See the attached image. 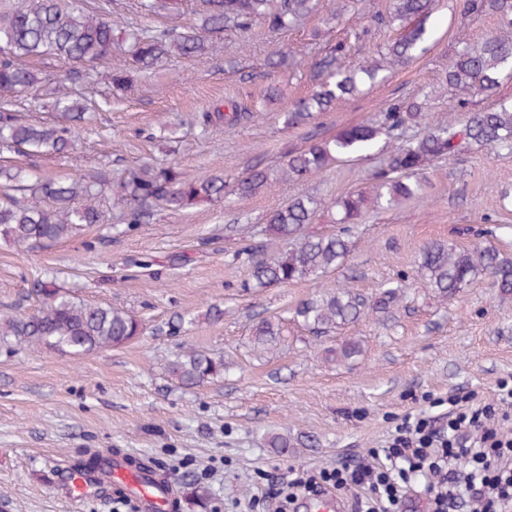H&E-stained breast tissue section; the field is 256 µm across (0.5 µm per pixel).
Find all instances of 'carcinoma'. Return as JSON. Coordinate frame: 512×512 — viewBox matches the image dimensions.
I'll return each mask as SVG.
<instances>
[{
  "label": "carcinoma",
  "instance_id": "cac0c4a2",
  "mask_svg": "<svg viewBox=\"0 0 512 512\" xmlns=\"http://www.w3.org/2000/svg\"><path fill=\"white\" fill-rule=\"evenodd\" d=\"M187 0H140L146 15L164 13L173 20L185 11ZM318 0H200L201 24L195 29L144 27L128 34V53L144 68L173 56H202L208 40L226 32L245 34L257 22L271 32L287 29L310 15ZM466 14H495L512 25V0H462ZM430 0H391L387 12L372 18L379 27H404L387 45L380 59L365 65L346 63L352 46L338 42L313 66L317 90L296 102L285 113L288 127L310 124L330 111L337 100L354 97L363 86L426 52L430 32L424 20ZM118 21L105 8L90 11L84 0H0V149L18 154L64 155L73 150L78 126L91 110V100L61 93L55 100L56 119L29 121L13 108L10 98L39 82L25 60L53 56L65 62L92 65L112 58ZM512 68V48L490 37L480 46L457 51L448 67L446 81L453 95L451 109L462 108L476 96H492L502 73ZM228 113L204 112L200 127L216 122L238 123V105L227 104ZM422 127L417 141L398 146L385 166L374 171L373 197L350 192L335 202L342 227L334 233L307 235L321 202L300 194L273 211L265 227L273 245L290 244L253 264L250 275L255 288L314 280L341 265L351 250L348 225L361 217L364 204L392 206L419 195L418 175L432 161L454 154L462 142L512 152V102L469 112L461 126L433 124L425 108L415 102L396 101L368 122L347 127L332 138L312 135L301 151L288 155L278 167L255 165L226 179L222 175L190 177L180 168L150 164L113 179L102 173L78 179H43L20 168L0 166V238L19 246L49 245L79 235L86 226L101 224L103 204L124 211L129 224H139L153 208L177 212L226 195L247 198L279 181H301L343 158L372 150L381 138L398 139L407 130ZM418 272L436 297L456 296L474 280L489 275L503 296H512V260L491 247L461 249L450 243H433L420 256ZM41 306L31 315L0 320V345L30 349L52 348L73 355L120 346L142 333L141 323L128 311L112 306L87 304L63 291L55 279L38 281ZM401 300V288L388 287L369 302L350 288L318 293L301 303L295 315L316 333H327L375 311L387 313ZM283 335L278 317L264 318L253 329L256 351L277 347ZM231 363L224 356L189 348L165 365L172 381L181 387L199 386L221 378Z\"/></svg>",
  "mask_w": 512,
  "mask_h": 512
}]
</instances>
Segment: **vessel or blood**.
<instances>
[{
  "mask_svg": "<svg viewBox=\"0 0 512 512\" xmlns=\"http://www.w3.org/2000/svg\"><path fill=\"white\" fill-rule=\"evenodd\" d=\"M124 485L136 512H175L177 497L167 476L151 469H133L124 457L116 455L100 472L73 471L68 481L71 496L84 497L100 483ZM306 512H345L344 501L333 492L318 495L304 504Z\"/></svg>",
  "mask_w": 512,
  "mask_h": 512,
  "instance_id": "1",
  "label": "vessel or blood"
}]
</instances>
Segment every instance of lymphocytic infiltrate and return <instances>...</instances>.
Masks as SVG:
<instances>
[{
  "label": "lymphocytic infiltrate",
  "instance_id": "lymphocytic-infiltrate-1",
  "mask_svg": "<svg viewBox=\"0 0 512 512\" xmlns=\"http://www.w3.org/2000/svg\"><path fill=\"white\" fill-rule=\"evenodd\" d=\"M462 458L468 469L458 468ZM418 476L431 512H454L464 495L473 512H512V386L500 384L495 402L449 410L439 422L404 420L370 461L289 479L283 503L333 489L352 492V512H399Z\"/></svg>",
  "mask_w": 512,
  "mask_h": 512
}]
</instances>
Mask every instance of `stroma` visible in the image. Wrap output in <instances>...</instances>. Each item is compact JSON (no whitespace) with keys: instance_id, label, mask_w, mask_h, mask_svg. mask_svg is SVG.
Here are the masks:
<instances>
[{"instance_id":"35a3bbf8","label":"stroma","mask_w":512,"mask_h":512,"mask_svg":"<svg viewBox=\"0 0 512 512\" xmlns=\"http://www.w3.org/2000/svg\"><path fill=\"white\" fill-rule=\"evenodd\" d=\"M389 4L320 0L295 28L274 34L259 23L245 36L213 38L205 56L170 57L149 70L120 50L92 66L28 60L40 81L17 96L22 115L48 119L62 89L91 98L96 117L74 153L5 150L0 165L59 178L174 162L193 177L235 176L403 98L422 102L433 120L461 122L463 112L448 109L445 81L455 52L492 36L512 46V26L461 16L457 0H433L427 54L358 97L337 101L315 123L284 126L283 113L312 93L311 67L331 46L361 32L357 58L365 61L398 37V30L371 23ZM287 50L297 70L272 68L270 59ZM115 70L126 71L130 84L113 86ZM271 84L282 95L269 112L232 127L197 125L198 113L229 100L251 108ZM387 155L378 148L300 184L286 181L179 213L159 209L135 225L112 209L103 223L48 247L0 240V318L34 312L35 285L50 273L73 296L127 310L144 326L127 344L82 355L0 345V512H132L111 484L85 500L66 495L73 470L115 454L168 473L177 512H275L273 481L367 458L406 416H447L449 398L495 399L499 381L512 377V298H501L483 276L440 300L417 263L428 244L448 241L491 245L512 259V153L461 144L423 170L417 198L368 209L352 224L351 251L336 270L315 281L248 286L271 212L305 192L324 206L312 232L332 231L334 199L370 191V175ZM402 279L407 296L391 313L368 314L326 337L292 319L296 305L316 292L348 286L371 297ZM214 305L223 309L221 319L209 317ZM272 316L284 318V340L275 352H256L251 328ZM178 319L183 327L172 328ZM351 339L362 354L336 361L332 349ZM190 347L224 355L233 373L175 386L165 363ZM274 434L287 436V450L269 446Z\"/></svg>"}]
</instances>
